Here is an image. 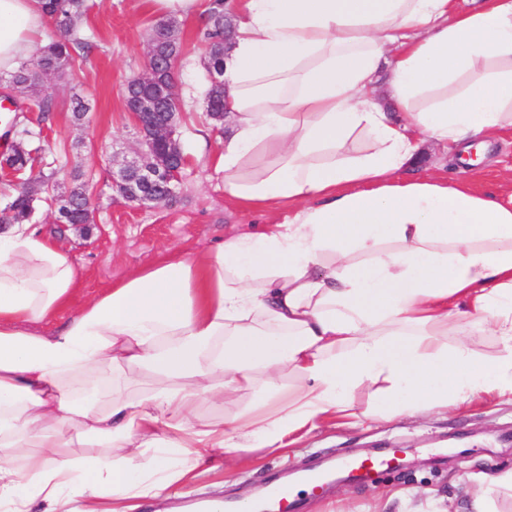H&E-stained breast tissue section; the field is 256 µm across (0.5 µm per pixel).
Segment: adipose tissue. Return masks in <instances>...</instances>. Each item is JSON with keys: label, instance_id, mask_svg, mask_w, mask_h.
<instances>
[{"label": "adipose tissue", "instance_id": "1", "mask_svg": "<svg viewBox=\"0 0 512 512\" xmlns=\"http://www.w3.org/2000/svg\"><path fill=\"white\" fill-rule=\"evenodd\" d=\"M234 19L224 195L296 207L59 325L77 266L28 225L0 228V512H132L192 485L206 456L287 452L380 381L381 412L512 398V200L402 176L424 140L466 149L512 128V0H238ZM46 23L41 0H0L1 71ZM385 57L396 119L375 95ZM358 136L370 147L350 154ZM478 318L501 345L483 366L465 342ZM243 393L272 413L236 410ZM205 398L229 426H200Z\"/></svg>", "mask_w": 512, "mask_h": 512}]
</instances>
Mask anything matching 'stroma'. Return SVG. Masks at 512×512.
Wrapping results in <instances>:
<instances>
[{
	"mask_svg": "<svg viewBox=\"0 0 512 512\" xmlns=\"http://www.w3.org/2000/svg\"><path fill=\"white\" fill-rule=\"evenodd\" d=\"M83 29L95 48L76 62L65 80L48 83L55 101L51 121L42 130L44 160L59 167L62 182L80 171L81 183L95 198L89 233L53 222L54 210L36 204L32 226L54 238L82 271L74 303L153 263L196 254L224 236L259 230L264 215L235 205L224 196L215 159L226 125L205 111L209 88L206 45L200 19L179 27L182 54L176 65L180 140L189 164L176 198L149 207L126 203L112 194L107 172L113 156L130 153L139 134L126 112L123 89L146 63L149 29L157 21L148 0H88ZM90 110L88 122L72 121L74 96ZM411 176L452 178L477 193L512 198V135L489 142L484 160L462 162L457 151L423 143ZM376 387L355 391L349 416H334L319 429L298 437L288 454L256 451L248 463L215 471L201 467L191 495L173 489L168 498L140 502L139 512H184L186 499H240L257 494L278 473L296 472L332 460H344L372 445L401 447L407 466L381 470L368 484H333L321 494L298 491V512H473L471 474L512 469V403L483 392L459 408L431 409L414 415L375 411Z\"/></svg>",
	"mask_w": 512,
	"mask_h": 512,
	"instance_id": "obj_1",
	"label": "stroma"
}]
</instances>
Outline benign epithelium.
Wrapping results in <instances>:
<instances>
[{"instance_id": "7a95c632", "label": "benign epithelium", "mask_w": 512, "mask_h": 512, "mask_svg": "<svg viewBox=\"0 0 512 512\" xmlns=\"http://www.w3.org/2000/svg\"><path fill=\"white\" fill-rule=\"evenodd\" d=\"M144 73L134 77L155 94L124 101L140 134V147L131 158L112 160L111 188L129 203L159 206L175 195L185 166L178 134V99L174 72L158 79L153 43H148Z\"/></svg>"}]
</instances>
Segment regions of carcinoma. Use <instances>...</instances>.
Returning <instances> with one entry per match:
<instances>
[{"instance_id":"obj_1","label":"carcinoma","mask_w":512,"mask_h":512,"mask_svg":"<svg viewBox=\"0 0 512 512\" xmlns=\"http://www.w3.org/2000/svg\"><path fill=\"white\" fill-rule=\"evenodd\" d=\"M43 8L54 22L56 39L21 61L12 71L0 75V80L7 83L15 96L30 102V111L37 113L36 117L28 119V123L16 125L13 129L15 148L9 160L15 170L23 175L33 169L30 151L21 150L35 135L31 125H44L54 112L52 96L44 86V76L64 75L77 60L87 59L94 49L92 42L82 32L86 0H43ZM205 22L204 38L208 45L205 69L211 77L219 73L224 60V0H211L205 13ZM177 32L178 23L173 19L160 20L149 31V36L156 39L155 49L163 78L168 76L167 70L181 53V49L170 47V38L177 35ZM206 104L209 112L224 111L222 84L210 83ZM41 194L57 204L60 222L82 224L87 220L83 210L87 195L85 186L76 185L63 192L60 190L58 171L51 170L47 173L40 171L18 185L12 200L0 210V224L29 223L34 212V202Z\"/></svg>"}]
</instances>
